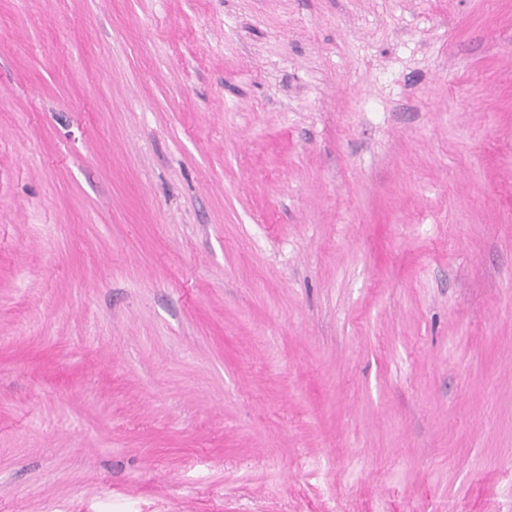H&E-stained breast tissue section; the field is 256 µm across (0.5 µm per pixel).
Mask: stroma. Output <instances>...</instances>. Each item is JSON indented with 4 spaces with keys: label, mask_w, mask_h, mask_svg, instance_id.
<instances>
[{
    "label": "stroma",
    "mask_w": 512,
    "mask_h": 512,
    "mask_svg": "<svg viewBox=\"0 0 512 512\" xmlns=\"http://www.w3.org/2000/svg\"><path fill=\"white\" fill-rule=\"evenodd\" d=\"M0 512H512V0H0Z\"/></svg>",
    "instance_id": "35a3bbf8"
}]
</instances>
